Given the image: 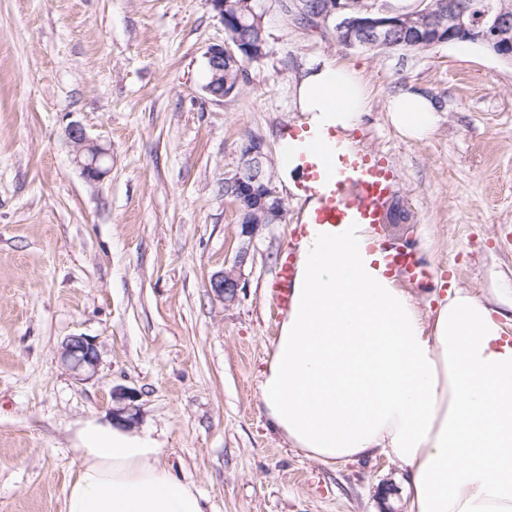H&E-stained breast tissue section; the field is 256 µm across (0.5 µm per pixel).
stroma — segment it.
<instances>
[{"label": "stroma", "instance_id": "stroma-1", "mask_svg": "<svg viewBox=\"0 0 512 512\" xmlns=\"http://www.w3.org/2000/svg\"><path fill=\"white\" fill-rule=\"evenodd\" d=\"M263 5L267 55L218 100L205 53L228 37L208 0H0V512H62L74 432L109 418L119 387L208 512H409L403 464L306 458L263 415L257 383L285 317L274 283L305 200L274 175L286 216L249 238L224 179L248 138L278 158L303 66L335 59L369 88L358 149L399 174L408 220L376 234L494 300L512 289V63L471 44L346 48L333 21H302L300 0ZM407 86L436 104L430 140L388 120ZM73 122L110 150L102 182L74 160ZM241 254L238 296L222 301L210 280ZM74 334L98 345L85 381L60 362Z\"/></svg>", "mask_w": 512, "mask_h": 512}]
</instances>
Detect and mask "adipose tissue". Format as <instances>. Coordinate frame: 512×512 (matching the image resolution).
Masks as SVG:
<instances>
[{"label": "adipose tissue", "instance_id": "ef3b65f1", "mask_svg": "<svg viewBox=\"0 0 512 512\" xmlns=\"http://www.w3.org/2000/svg\"><path fill=\"white\" fill-rule=\"evenodd\" d=\"M368 103L364 80L310 62L294 86L309 132L344 150ZM411 140L432 136L430 98L386 100ZM422 314L365 224H311L288 312L258 380L262 411L291 448L329 465L379 451L409 470L412 512H512V335L500 309L463 288ZM80 467L63 512H206L196 487L162 465V444L112 420L76 429Z\"/></svg>", "mask_w": 512, "mask_h": 512}]
</instances>
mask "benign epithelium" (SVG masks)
<instances>
[{
	"instance_id": "benign-epithelium-1",
	"label": "benign epithelium",
	"mask_w": 512,
	"mask_h": 512,
	"mask_svg": "<svg viewBox=\"0 0 512 512\" xmlns=\"http://www.w3.org/2000/svg\"><path fill=\"white\" fill-rule=\"evenodd\" d=\"M312 15L323 20L335 18V28L344 33V44L349 48L378 49L390 42L389 20L391 12L385 7L366 5L362 17H349L341 13V0H314ZM251 7L237 17L240 28H251L264 33V13L258 0H248ZM448 42L472 43L483 46L493 55L512 59V11L504 6L490 5L481 12L463 7L457 0H448ZM266 42L259 39L255 47H241L238 35L227 44H214L206 52L208 81L205 91L215 99L224 98V62L238 63L237 52H248L243 62H255L266 56ZM73 147L76 163L84 177L91 182L104 180L109 172L108 148L89 136L79 124L66 128ZM272 161L264 152L261 142L248 139L242 146L241 158L235 172L224 178V196L235 204L239 224L245 236L253 237L269 224L282 223L285 208L275 194L270 173ZM246 254H239L234 264L214 275L210 288L215 296L228 302L236 298L241 288V267ZM60 359L74 379L84 381L93 376L99 364L98 346L90 337L71 335L61 346ZM111 417L130 426L138 422L136 395L124 388L112 390Z\"/></svg>"
}]
</instances>
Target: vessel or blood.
<instances>
[{
    "instance_id": "vessel-or-blood-1",
    "label": "vessel or blood",
    "mask_w": 512,
    "mask_h": 512,
    "mask_svg": "<svg viewBox=\"0 0 512 512\" xmlns=\"http://www.w3.org/2000/svg\"><path fill=\"white\" fill-rule=\"evenodd\" d=\"M397 174L385 160L364 152L347 153L329 144L327 137L312 138L306 146L302 192L316 199L307 217L311 224H382L387 220L385 205ZM389 270L402 273L422 287L435 279L434 270L421 263L413 250L391 248L385 257ZM295 267L285 259L275 286L281 303H288Z\"/></svg>"
}]
</instances>
